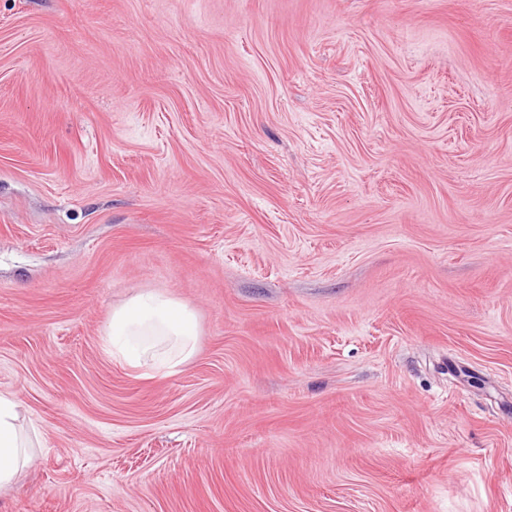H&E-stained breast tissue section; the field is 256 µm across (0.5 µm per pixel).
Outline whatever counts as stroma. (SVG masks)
<instances>
[{"mask_svg": "<svg viewBox=\"0 0 512 512\" xmlns=\"http://www.w3.org/2000/svg\"><path fill=\"white\" fill-rule=\"evenodd\" d=\"M0 393V512H512V0H0ZM104 335L112 355L130 368L173 372L196 354L197 319L185 304L145 290L113 309ZM19 401L0 394V487L11 484L31 459L26 437L16 425Z\"/></svg>", "mask_w": 512, "mask_h": 512, "instance_id": "obj_1", "label": "stroma"}]
</instances>
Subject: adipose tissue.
I'll use <instances>...</instances> for the list:
<instances>
[{
  "instance_id": "obj_1",
  "label": "adipose tissue",
  "mask_w": 512,
  "mask_h": 512,
  "mask_svg": "<svg viewBox=\"0 0 512 512\" xmlns=\"http://www.w3.org/2000/svg\"><path fill=\"white\" fill-rule=\"evenodd\" d=\"M104 335L112 354L130 368L171 372L196 353L197 319L185 304L145 290L113 309ZM18 407L15 395L0 394V487L11 484L31 459L16 425Z\"/></svg>"
}]
</instances>
